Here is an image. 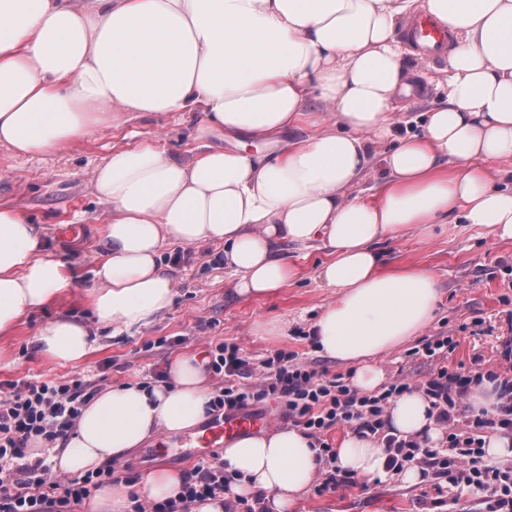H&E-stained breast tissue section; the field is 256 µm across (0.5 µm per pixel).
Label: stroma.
<instances>
[{
    "instance_id": "35a3bbf8",
    "label": "stroma",
    "mask_w": 512,
    "mask_h": 512,
    "mask_svg": "<svg viewBox=\"0 0 512 512\" xmlns=\"http://www.w3.org/2000/svg\"><path fill=\"white\" fill-rule=\"evenodd\" d=\"M405 57L419 75L412 89L398 99L394 119L398 136L415 132L417 117L447 99L444 59L428 61L410 51ZM199 119L196 113H140L123 128L98 129L47 157H16L0 146V203L14 205L40 223L46 251L63 257L77 274L68 295L34 312L12 335L0 336V382L84 377L104 380L109 386L142 383L150 381L154 371L169 370L179 356L202 353L207 341L222 339L238 343L255 366L285 350L297 353L299 362L313 368L350 377V366L324 357L309 335L321 307L336 299L335 289L325 287L316 276L328 258L318 243L287 246L299 275L266 298L234 294L233 271L215 262L223 246L168 245L162 263L176 279L170 311L149 326L119 335L98 329L96 350L78 365H60L37 353L34 338L41 323L61 314L88 317L86 294L94 258L103 248L104 214L91 187V170L113 147L124 145L125 134L131 132L160 141L174 155H188L196 146L191 132ZM74 222L84 225L81 236L59 235V227ZM376 248L387 266L428 269L440 286L437 311L422 334L380 357L386 383L405 380L412 389H421L434 365L416 350L438 336L453 337L457 343L445 360L451 368L485 374L507 369L502 353L512 345V241L494 240L474 225L449 223L435 225L428 238L410 232L396 241L378 242ZM269 319L287 322L286 335H255V323ZM491 499L490 491L461 490L432 474L407 485L390 471L367 485L344 483L323 492L310 486L292 512H490Z\"/></svg>"
}]
</instances>
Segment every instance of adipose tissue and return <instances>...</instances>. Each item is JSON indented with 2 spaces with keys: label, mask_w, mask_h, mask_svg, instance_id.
<instances>
[{
  "label": "adipose tissue",
  "mask_w": 512,
  "mask_h": 512,
  "mask_svg": "<svg viewBox=\"0 0 512 512\" xmlns=\"http://www.w3.org/2000/svg\"><path fill=\"white\" fill-rule=\"evenodd\" d=\"M416 13L453 36L448 100L397 139L396 102L412 69L396 29ZM135 112L202 113L197 146L179 157L139 139L93 168L106 213L92 319L40 325L35 342L49 361L81 363L96 348L94 327L117 335L169 311L176 284L160 262L165 244H223L235 293L262 298L298 275L285 244L319 242L332 258L317 276L337 297L310 332L372 394L384 380L379 357L418 336L439 300L432 272L385 268L376 242L428 234L452 216L512 241V184L487 167L512 158V0H0L1 145L50 155ZM304 125L310 135L289 138ZM390 138L376 197H351L372 146ZM74 286L37 224L0 205V335ZM211 397L190 355L173 362L169 382L105 388L83 408L58 467L77 476L154 433L192 428ZM385 419L398 436L444 440L422 392L396 396ZM387 458L379 440L355 433L336 450L337 467L361 482L383 476ZM220 460L236 476L231 491L194 512H224L225 498L258 492L274 512H291L320 467L299 428L237 437Z\"/></svg>",
  "instance_id": "adipose-tissue-1"
}]
</instances>
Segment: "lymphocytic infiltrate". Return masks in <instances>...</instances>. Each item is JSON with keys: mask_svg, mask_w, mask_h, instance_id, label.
Instances as JSON below:
<instances>
[{"mask_svg": "<svg viewBox=\"0 0 512 512\" xmlns=\"http://www.w3.org/2000/svg\"><path fill=\"white\" fill-rule=\"evenodd\" d=\"M205 366L216 379L209 413L219 417L274 397L296 426L318 445V455L328 469L319 490L335 489L336 450L326 436L336 427L381 439L388 452L387 467L407 465L446 475L457 488L492 489V512H512V469L485 459L486 430L512 432V378L497 380L500 404L495 413L474 412L466 403L475 378L442 366L422 386L440 424L452 425L448 448L441 451L417 439L398 437L386 430L385 412L394 397L409 390L399 381L376 395H364L345 384L341 376L328 375L297 360L296 353L282 350L252 368L235 343L208 344ZM254 377L252 387L229 384V377ZM97 383L80 378L9 382L0 385V512H72L74 505L110 484L116 476L136 483L132 470L117 472L105 464L79 476H54L43 457L32 454L34 443L46 448L64 447L83 406L99 392ZM233 482L223 462L202 463L183 474L176 493L150 505L134 503L132 512H193L195 503L229 491Z\"/></svg>", "mask_w": 512, "mask_h": 512, "instance_id": "obj_1", "label": "lymphocytic infiltrate"}]
</instances>
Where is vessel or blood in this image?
Returning a JSON list of instances; mask_svg holds the SVG:
<instances>
[{
    "label": "vessel or blood",
    "mask_w": 512,
    "mask_h": 512,
    "mask_svg": "<svg viewBox=\"0 0 512 512\" xmlns=\"http://www.w3.org/2000/svg\"><path fill=\"white\" fill-rule=\"evenodd\" d=\"M408 47L425 58L435 60L448 50V35L433 21L422 18L412 23L404 34ZM268 421L262 417L237 415L212 420L202 431L174 441L168 436H160L157 447L185 448L188 455L203 459L210 456L213 449L223 447L238 435L267 427Z\"/></svg>",
    "instance_id": "1"
}]
</instances>
